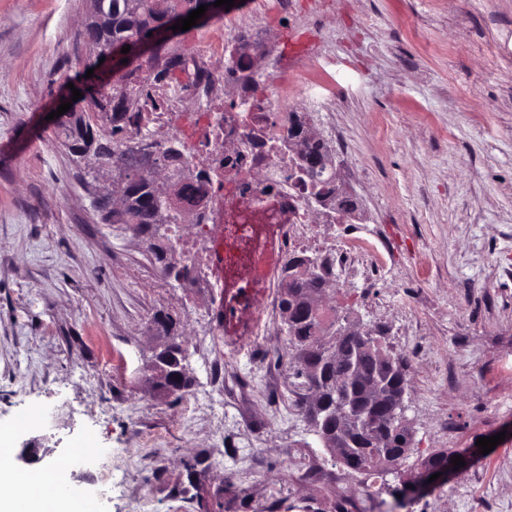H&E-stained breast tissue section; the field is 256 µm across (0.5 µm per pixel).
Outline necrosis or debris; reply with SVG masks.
<instances>
[{"mask_svg": "<svg viewBox=\"0 0 512 512\" xmlns=\"http://www.w3.org/2000/svg\"><path fill=\"white\" fill-rule=\"evenodd\" d=\"M237 43L231 29L222 43L204 38L187 54L158 46L159 64L180 72V80L155 84L135 75L126 82L136 107L119 122L122 138L151 136L156 169L181 174L193 186L180 197L162 182L169 217L163 243L190 267L187 288L211 291L220 285L216 244L226 246L225 269L256 270L259 258L245 254L243 242L251 225L272 224L278 269H285L287 257L313 250L322 254L328 279H335L336 243L314 240L313 230L351 217L329 206L336 182L307 169L292 127L294 118L335 112L343 87L335 81L310 85L308 110L295 111L271 91L270 78L249 72Z\"/></svg>", "mask_w": 512, "mask_h": 512, "instance_id": "necrosis-or-debris-1", "label": "necrosis or debris"}]
</instances>
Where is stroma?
<instances>
[{"mask_svg": "<svg viewBox=\"0 0 512 512\" xmlns=\"http://www.w3.org/2000/svg\"><path fill=\"white\" fill-rule=\"evenodd\" d=\"M249 0L184 31L257 19ZM270 32L262 68L300 105L314 65L336 58L347 92L333 117L361 171L363 224H330L348 261L328 308L376 331L409 364L413 443L377 478L347 470L298 406L278 308L249 335L214 324L219 293L185 304L156 280L133 232L100 219L92 170L55 136L51 111L83 72L87 0H0V438L24 472L26 443L93 512H512V0H298ZM179 318L193 380L155 397L156 311ZM504 433L482 455L478 438ZM471 463L410 493L421 461ZM111 499L96 496L104 480Z\"/></svg>", "mask_w": 512, "mask_h": 512, "instance_id": "obj_1", "label": "stroma"}]
</instances>
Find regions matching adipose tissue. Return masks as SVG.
Wrapping results in <instances>:
<instances>
[{"label":"adipose tissue","instance_id":"ef3b65f1","mask_svg":"<svg viewBox=\"0 0 512 512\" xmlns=\"http://www.w3.org/2000/svg\"><path fill=\"white\" fill-rule=\"evenodd\" d=\"M61 479L60 472L43 468L15 473L0 454V512H88L79 495L57 492Z\"/></svg>","mask_w":512,"mask_h":512}]
</instances>
